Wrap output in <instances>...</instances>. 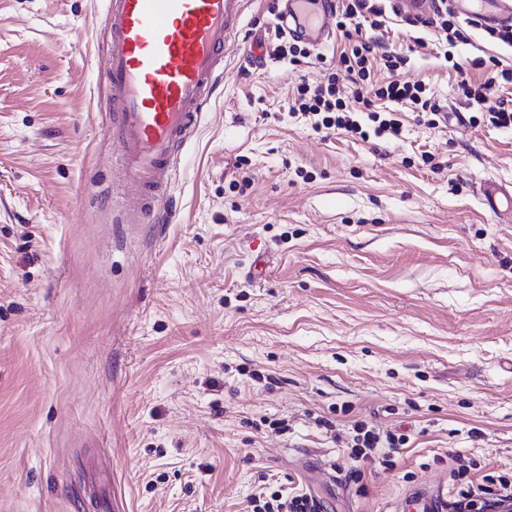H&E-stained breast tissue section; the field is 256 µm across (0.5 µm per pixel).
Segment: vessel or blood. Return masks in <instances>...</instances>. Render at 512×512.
Returning a JSON list of instances; mask_svg holds the SVG:
<instances>
[{
  "label": "vessel or blood",
  "mask_w": 512,
  "mask_h": 512,
  "mask_svg": "<svg viewBox=\"0 0 512 512\" xmlns=\"http://www.w3.org/2000/svg\"><path fill=\"white\" fill-rule=\"evenodd\" d=\"M289 35L320 47L333 37L337 0H279ZM246 0H107L108 41L103 80L136 224L164 223V193L179 153L196 132L224 71ZM452 11L479 29L512 26V0H450ZM484 210L512 219V186L479 188ZM392 512H448V495L419 489Z\"/></svg>",
  "instance_id": "vessel-or-blood-1"
}]
</instances>
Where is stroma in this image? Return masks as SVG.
Returning a JSON list of instances; mask_svg holds the SVG:
<instances>
[{
	"label": "stroma",
	"instance_id": "obj_1",
	"mask_svg": "<svg viewBox=\"0 0 512 512\" xmlns=\"http://www.w3.org/2000/svg\"><path fill=\"white\" fill-rule=\"evenodd\" d=\"M275 2L246 6L171 223L128 224L105 0H0V512H250L265 478L390 512L459 454L512 475V223L477 192L512 184V130L458 119L431 30L401 77L447 124L322 137L289 113L319 64L249 51ZM454 52L512 70L473 28ZM357 421L408 443L349 483Z\"/></svg>",
	"mask_w": 512,
	"mask_h": 512
}]
</instances>
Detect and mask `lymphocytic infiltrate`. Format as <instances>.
I'll list each match as a JSON object with an SVG mask.
<instances>
[{
	"label": "lymphocytic infiltrate",
	"mask_w": 512,
	"mask_h": 512,
	"mask_svg": "<svg viewBox=\"0 0 512 512\" xmlns=\"http://www.w3.org/2000/svg\"><path fill=\"white\" fill-rule=\"evenodd\" d=\"M394 0H339L335 27L343 48L339 65L324 64L323 78L317 83L297 86L292 111L308 119L315 131H341L367 141L373 138H398L402 123L395 112L383 110V102L408 105L417 122L435 126L448 114L419 82L397 79V71L406 64L403 54L384 48L385 23L396 13ZM382 58L392 80L374 78V60ZM458 92L467 108L480 114L498 129H512V70L497 71L485 81L462 76ZM406 443V437L388 429L357 422L352 426L347 446L352 467L347 479H354L356 466L369 462L392 466L393 457ZM471 462L459 460L449 478L448 512H499L512 503V478L501 475L492 484L467 480ZM251 512H322L320 500L310 492H287L285 488L265 484L250 499Z\"/></svg>",
	"instance_id": "obj_1"
}]
</instances>
